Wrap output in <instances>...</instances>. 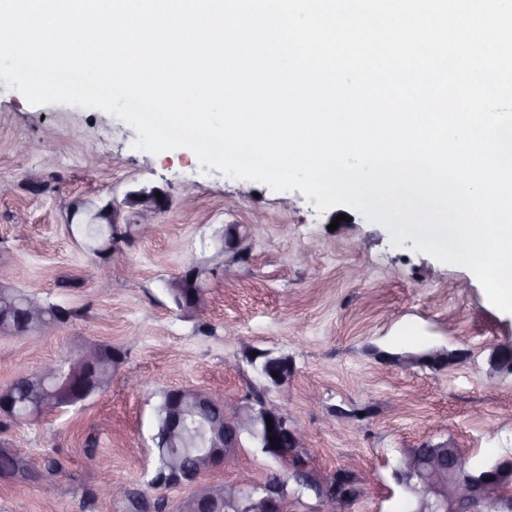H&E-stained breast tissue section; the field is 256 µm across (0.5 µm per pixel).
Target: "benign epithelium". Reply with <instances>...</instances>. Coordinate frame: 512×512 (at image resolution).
<instances>
[{"instance_id":"1","label":"benign epithelium","mask_w":512,"mask_h":512,"mask_svg":"<svg viewBox=\"0 0 512 512\" xmlns=\"http://www.w3.org/2000/svg\"><path fill=\"white\" fill-rule=\"evenodd\" d=\"M159 190L143 188L135 192L140 214L148 218ZM41 319V309L29 304L23 322L13 327L17 338L27 340L31 336V323ZM75 358L70 373L75 374L98 357L96 346L85 343L74 350ZM464 353L441 350L420 357L405 356L388 358L386 364L460 362ZM490 367L494 372L512 373V343H497L491 348ZM20 378L40 403H48L63 394H70V386L60 382L58 372L45 366L35 375L21 373ZM214 400L210 393L197 388H180L171 394L170 438H181V420L185 409L202 408ZM263 416L281 420L278 437H286L293 445L288 454L286 469L295 482L313 491L316 501L336 502V512H344L347 503L363 495L371 478L357 466L350 464L332 474H323L312 466L304 433L282 418L279 406L269 401L266 393L257 391L240 402L224 406V420L210 428L208 448L190 465L175 459L170 465L173 485H185L195 491L193 512H210L219 499H224V512H288L287 482L278 477L261 485L243 480L224 491H201L200 476L212 463L226 466L236 463L240 451L239 434L251 426L254 417ZM398 484L412 492L410 512H512V468L505 471L497 466L480 467L471 462L461 449L454 447L405 448L394 471Z\"/></svg>"}]
</instances>
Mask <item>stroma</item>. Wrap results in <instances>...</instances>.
<instances>
[{
    "mask_svg": "<svg viewBox=\"0 0 512 512\" xmlns=\"http://www.w3.org/2000/svg\"><path fill=\"white\" fill-rule=\"evenodd\" d=\"M49 128L55 137L42 150L18 151ZM137 137L108 112L33 106L0 80V282L77 313L35 347L0 337V385L87 339L125 353L105 393L0 423V449L38 476L0 475V512H128L127 500L103 495L108 482L155 499L161 393L194 387L242 399L263 384L246 344L292 358L293 377L269 397L306 431L314 466L371 472L350 512H407L391 477L400 449L451 445L478 465L512 456V375L488 373L491 345L512 342V313L490 305L471 271L415 252L413 240L393 245L385 226L352 208L320 214L300 191L228 177L187 148L139 150ZM143 188L167 199L145 238L127 201ZM108 205L123 240L103 260L88 250L85 224ZM230 236L246 262L226 252L232 277L208 276L203 308L177 310L169 281ZM438 348L467 358L441 370L376 358ZM274 468L247 443L235 467L205 479L258 482Z\"/></svg>",
    "mask_w": 512,
    "mask_h": 512,
    "instance_id": "obj_1",
    "label": "stroma"
}]
</instances>
